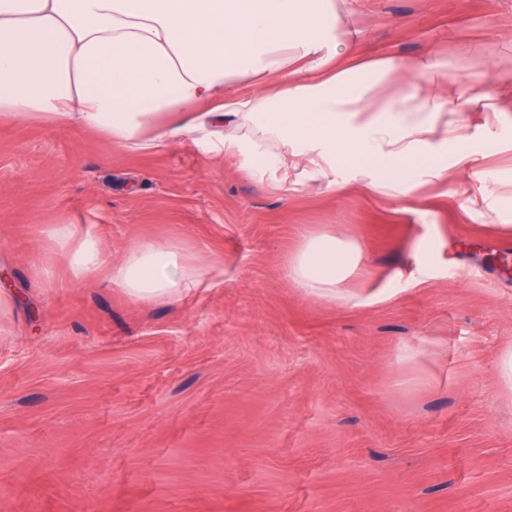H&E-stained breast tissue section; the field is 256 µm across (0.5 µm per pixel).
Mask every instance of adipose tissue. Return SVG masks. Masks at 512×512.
I'll use <instances>...</instances> for the list:
<instances>
[{
	"label": "adipose tissue",
	"mask_w": 512,
	"mask_h": 512,
	"mask_svg": "<svg viewBox=\"0 0 512 512\" xmlns=\"http://www.w3.org/2000/svg\"><path fill=\"white\" fill-rule=\"evenodd\" d=\"M340 0H0V119L101 133L129 152L184 139L239 159L277 191L297 172L335 184L337 168L378 195L408 197L449 167L477 162L454 116L485 100L448 90L440 55L358 59ZM259 91L236 95L238 83ZM50 238L72 279L102 265L91 226ZM357 247L305 236L285 266L294 287L333 300L359 271ZM177 244L147 241L113 262V287L179 302L221 281Z\"/></svg>",
	"instance_id": "obj_1"
}]
</instances>
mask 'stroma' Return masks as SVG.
<instances>
[{
    "mask_svg": "<svg viewBox=\"0 0 512 512\" xmlns=\"http://www.w3.org/2000/svg\"><path fill=\"white\" fill-rule=\"evenodd\" d=\"M359 57L448 59L504 110L459 114L485 156L410 199L305 174L280 194L185 142L131 153L0 120V512H512V0H347ZM489 206L472 212L467 195ZM104 261L175 241L224 281L181 303L73 281L52 225ZM365 269L305 297L303 237Z\"/></svg>",
    "mask_w": 512,
    "mask_h": 512,
    "instance_id": "stroma-1",
    "label": "stroma"
}]
</instances>
